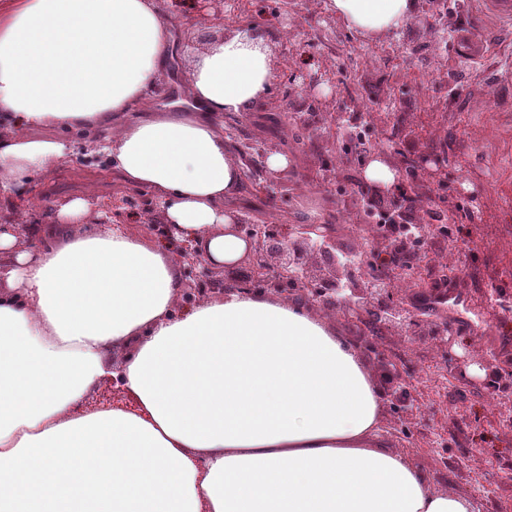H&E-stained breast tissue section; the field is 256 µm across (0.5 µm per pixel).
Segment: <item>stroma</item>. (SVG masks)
<instances>
[{
	"instance_id": "35a3bbf8",
	"label": "stroma",
	"mask_w": 512,
	"mask_h": 512,
	"mask_svg": "<svg viewBox=\"0 0 512 512\" xmlns=\"http://www.w3.org/2000/svg\"><path fill=\"white\" fill-rule=\"evenodd\" d=\"M179 34L171 81L153 96L155 111L184 106L178 91L190 60L205 48L187 41L194 13L169 6ZM256 26L284 57L265 101L224 116L232 144L282 142L290 164L287 192L269 193L243 176L252 219L269 224H331L346 249L369 244L352 213L363 164L345 151L349 116L366 105L376 137L367 150L394 149L397 160L433 158L434 180L415 198L416 213L449 219V236L421 246V267L439 268L456 253L457 286L466 309L441 316L420 306L415 289L399 288L397 301L417 322L447 329L455 341L440 352L431 337L384 328L380 349L396 354L402 386L418 407L404 439L390 448L407 452L434 488L474 496L481 512H512V432L499 428L496 406L483 381L484 354L512 360V17L487 0H417L394 33L365 39L346 28L327 0H238L234 11L210 17L214 36ZM94 190L100 201L125 198L132 212L156 205L147 191L122 183L109 167L73 156L27 196L16 212L36 206L35 218L53 220L63 196Z\"/></svg>"
}]
</instances>
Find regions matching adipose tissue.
I'll return each instance as SVG.
<instances>
[{
    "instance_id": "obj_1",
    "label": "adipose tissue",
    "mask_w": 512,
    "mask_h": 512,
    "mask_svg": "<svg viewBox=\"0 0 512 512\" xmlns=\"http://www.w3.org/2000/svg\"><path fill=\"white\" fill-rule=\"evenodd\" d=\"M329 7L381 35L416 0ZM173 43L156 0H9L0 200L69 160L78 132L87 159L161 202L151 221L175 241L214 266L245 258L221 120L267 96L273 43L258 27L212 41L185 82L193 109L156 112ZM105 219L88 190L53 223L0 229V512H478L385 446L376 377L325 316L246 291L178 310L172 244L92 232ZM106 381L124 403L86 409Z\"/></svg>"
}]
</instances>
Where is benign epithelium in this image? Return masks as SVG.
<instances>
[{"instance_id":"obj_1","label":"benign epithelium","mask_w":512,"mask_h":512,"mask_svg":"<svg viewBox=\"0 0 512 512\" xmlns=\"http://www.w3.org/2000/svg\"><path fill=\"white\" fill-rule=\"evenodd\" d=\"M286 152L282 144L275 141L247 142L237 146V158L246 162L257 156L260 169L257 175L264 179L265 187L272 191L281 188L280 174L270 171L266 158L272 152ZM233 227L249 243V258L235 265L225 267L224 280L211 275L210 268L202 266L197 291L187 294L182 307H190L200 301L202 292L212 294L227 290H249L251 286L236 278L239 270L252 272L254 282L278 295L301 292L304 300L323 305L339 304L351 318L362 321L371 317L391 328L413 336H434V343L443 351L453 337L445 330L426 329L410 317L409 311L400 307L392 293L389 282L374 272L355 275L350 271L349 262L340 259L345 251L336 245V235L326 224H254L247 212L238 210L233 215ZM150 230L160 243L175 244L177 253L191 265L201 262L200 255L189 242H173L170 227L166 224H151ZM428 233V225H416L413 233L392 242L378 235L372 236L374 252L384 260V267L406 278V270L398 266L401 255L411 252ZM485 367H494L495 372L485 382V388L492 393L508 386L512 378V365L494 366L484 361ZM377 366L382 374L385 393L390 404L410 419L416 406L406 397L399 383L397 363L393 356L377 352ZM498 424L500 428L512 431V394L503 392L496 397Z\"/></svg>"}]
</instances>
